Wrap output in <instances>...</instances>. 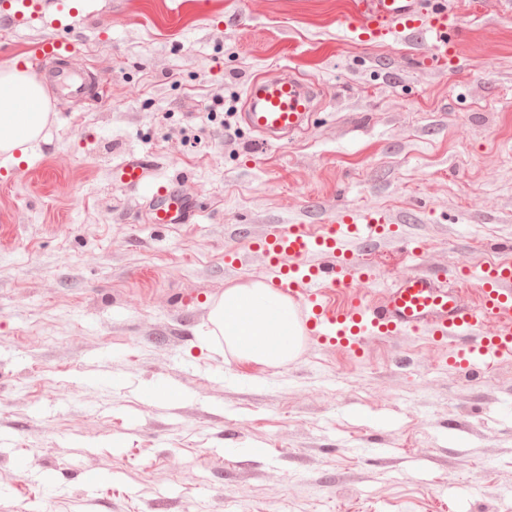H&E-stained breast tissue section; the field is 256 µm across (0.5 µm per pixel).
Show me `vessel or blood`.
<instances>
[{
  "label": "vessel or blood",
  "mask_w": 512,
  "mask_h": 512,
  "mask_svg": "<svg viewBox=\"0 0 512 512\" xmlns=\"http://www.w3.org/2000/svg\"><path fill=\"white\" fill-rule=\"evenodd\" d=\"M8 23L36 29L53 23L75 24L79 15L69 0H54L46 13L43 0H13ZM460 23L456 12H425L423 0H351L344 18L347 29L364 41L425 42L439 63H447L461 51L451 38ZM36 53L56 60L72 59L75 42L45 37L34 45ZM320 94L318 84L304 81L287 67L267 71L246 85L242 119L261 144L270 145L284 136L304 130ZM149 159L128 154L112 170L115 185L147 189L151 198L150 221L184 224L194 213L192 199L183 194L179 181L156 182ZM404 243L405 238L383 219L368 215L347 224H292L273 229L258 247L275 275L270 287L288 295L305 313L308 334L328 346L360 333L394 336L402 332L427 333L433 340H451V359L476 364L487 356L512 355V263L503 262L474 273L459 265L452 278L430 270H416L396 279L372 304L347 302L331 305L330 291L346 288L366 275L363 246L383 240ZM480 284V302H462L458 287L469 280Z\"/></svg>",
  "instance_id": "1"
}]
</instances>
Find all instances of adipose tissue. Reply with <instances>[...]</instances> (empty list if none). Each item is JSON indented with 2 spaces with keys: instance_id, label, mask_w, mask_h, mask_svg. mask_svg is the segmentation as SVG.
I'll return each instance as SVG.
<instances>
[{
  "instance_id": "1",
  "label": "adipose tissue",
  "mask_w": 512,
  "mask_h": 512,
  "mask_svg": "<svg viewBox=\"0 0 512 512\" xmlns=\"http://www.w3.org/2000/svg\"><path fill=\"white\" fill-rule=\"evenodd\" d=\"M49 116L43 84L16 64H0V159L34 152ZM210 322L233 356L267 366L293 360L303 341L294 304L260 280L226 288Z\"/></svg>"
}]
</instances>
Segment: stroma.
Listing matches in <instances>:
<instances>
[{"instance_id":"1","label":"stroma","mask_w":512,"mask_h":512,"mask_svg":"<svg viewBox=\"0 0 512 512\" xmlns=\"http://www.w3.org/2000/svg\"><path fill=\"white\" fill-rule=\"evenodd\" d=\"M343 2L96 0L53 28L106 94L48 88L38 158L0 165V512H512V356L469 369L402 333L306 339L271 367L207 334L227 286L272 277L249 244L278 225L356 209L412 237L414 257L368 254L361 300L512 242V0H431L461 18L443 66L424 43L359 40ZM39 36L0 22V64L46 81L60 64ZM285 65L321 97L263 146L244 89ZM130 152L182 183L192 223L150 224L145 193L113 184ZM157 378L168 404L143 393Z\"/></svg>"}]
</instances>
